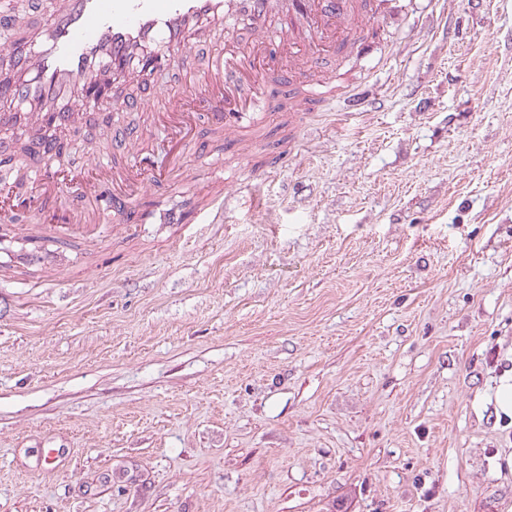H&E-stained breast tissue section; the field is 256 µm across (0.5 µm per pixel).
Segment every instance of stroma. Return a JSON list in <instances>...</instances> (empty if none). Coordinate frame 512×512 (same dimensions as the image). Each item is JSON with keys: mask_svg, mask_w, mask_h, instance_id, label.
<instances>
[{"mask_svg": "<svg viewBox=\"0 0 512 512\" xmlns=\"http://www.w3.org/2000/svg\"><path fill=\"white\" fill-rule=\"evenodd\" d=\"M367 8L328 104L197 114L184 223L146 182L49 268L0 253V512H512V0ZM75 129L90 177L148 132Z\"/></svg>", "mask_w": 512, "mask_h": 512, "instance_id": "1", "label": "stroma"}]
</instances>
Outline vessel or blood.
<instances>
[{
    "label": "vessel or blood",
    "instance_id": "obj_1",
    "mask_svg": "<svg viewBox=\"0 0 512 512\" xmlns=\"http://www.w3.org/2000/svg\"><path fill=\"white\" fill-rule=\"evenodd\" d=\"M351 16L350 0H60L50 23L26 42L11 41L4 57L14 72L11 92L21 101L32 132L40 134L47 126L59 128L77 121L88 101L87 87L103 76L129 71L148 56L154 68L171 69L207 27L223 29L228 50L207 61L205 76L189 77L181 90L163 95L152 115L158 134L172 141L166 167L152 176L154 183L163 184L171 172L182 168L192 142L187 127L198 106L207 107L214 135L264 124L267 83L258 64L266 59L270 46L285 39L301 46L324 41L347 47L343 23ZM241 26L251 31L244 52L233 46ZM294 63L308 67L304 82L294 90L299 101H325L319 60L300 55ZM148 156L143 148L122 165L116 158H102L92 180L72 175L69 183L81 204L72 210L68 223L33 225L29 235H63L74 228L111 222L113 205L127 199L121 184L142 182L139 161ZM32 177L40 188L33 202L40 213L60 197L62 189L49 167L34 170Z\"/></svg>",
    "mask_w": 512,
    "mask_h": 512
}]
</instances>
